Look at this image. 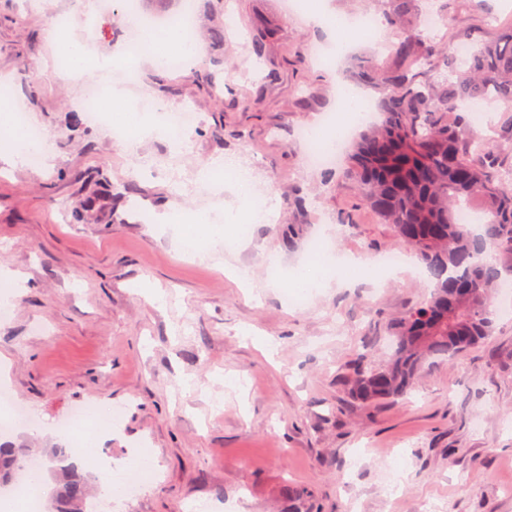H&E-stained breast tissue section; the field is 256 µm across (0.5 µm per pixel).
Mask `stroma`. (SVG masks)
<instances>
[{
    "label": "stroma",
    "instance_id": "stroma-1",
    "mask_svg": "<svg viewBox=\"0 0 512 512\" xmlns=\"http://www.w3.org/2000/svg\"><path fill=\"white\" fill-rule=\"evenodd\" d=\"M451 19L493 39L512 0H485ZM323 15L375 13L380 39L353 55L396 64L386 12L372 0H319ZM195 40L223 31V60L186 70L140 58L125 110L144 96L189 103L199 124L181 140L127 143L89 120L82 95L97 72L59 77L49 25L80 0H0V82L47 136L39 171L0 159V270L18 289L0 319V387L40 420L0 439L60 447L59 422L90 401L122 409L102 456L146 452L153 484L126 512H512V316L493 336L425 366L402 400L355 402L341 373L358 352L380 363L385 330L431 291L415 258L385 277L306 292L284 274L325 242L374 265L395 249L388 225L349 183L324 186L296 134L335 111L343 62L328 58L326 25L292 0H197ZM262 36L263 57L252 41ZM251 170L266 221L210 257L185 254L163 211L215 218L237 206L199 181L224 161ZM303 207H296L294 196ZM100 198L76 222L73 210Z\"/></svg>",
    "mask_w": 512,
    "mask_h": 512
}]
</instances>
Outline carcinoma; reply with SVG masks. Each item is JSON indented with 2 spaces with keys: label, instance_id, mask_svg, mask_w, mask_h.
Here are the masks:
<instances>
[{
  "label": "carcinoma",
  "instance_id": "1",
  "mask_svg": "<svg viewBox=\"0 0 512 512\" xmlns=\"http://www.w3.org/2000/svg\"><path fill=\"white\" fill-rule=\"evenodd\" d=\"M388 2L399 29L392 48L407 63L385 70L375 58L359 57L342 72L343 81L379 95L383 118L354 138L338 175L325 177L354 186L360 204L417 255L432 290L390 323L386 361L361 354L350 364L343 385L362 404L405 397L428 360L493 336L500 257L512 255V182L504 181L500 164L512 143V25L486 41L448 23L433 42L420 0ZM461 40L471 44L463 58L451 51ZM475 103L496 108V135L478 133ZM471 205L486 215L478 232L458 222L462 207ZM28 455L22 443H0V486L14 480ZM60 471L47 512H87L89 485L70 465Z\"/></svg>",
  "mask_w": 512,
  "mask_h": 512
}]
</instances>
